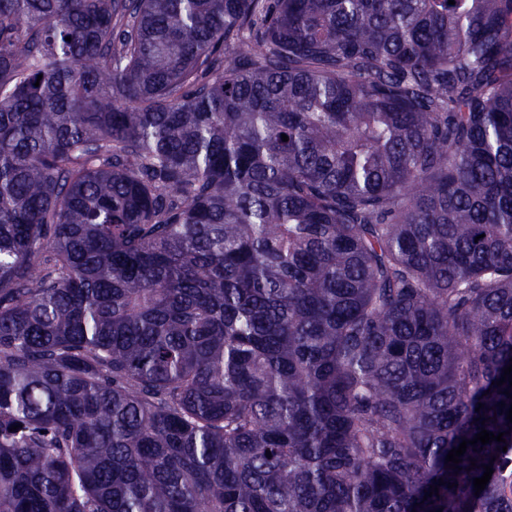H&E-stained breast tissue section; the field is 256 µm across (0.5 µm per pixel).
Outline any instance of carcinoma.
<instances>
[{
  "mask_svg": "<svg viewBox=\"0 0 512 512\" xmlns=\"http://www.w3.org/2000/svg\"><path fill=\"white\" fill-rule=\"evenodd\" d=\"M510 364L512 0H0V512H512Z\"/></svg>",
  "mask_w": 512,
  "mask_h": 512,
  "instance_id": "obj_1",
  "label": "carcinoma"
}]
</instances>
